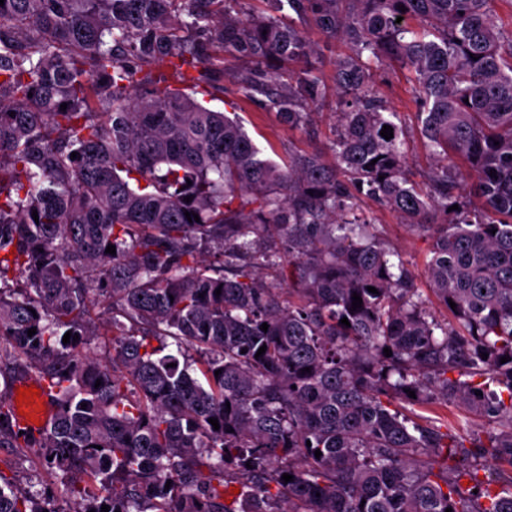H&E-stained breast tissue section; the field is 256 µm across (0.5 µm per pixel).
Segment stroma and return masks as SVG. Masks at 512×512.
Returning <instances> with one entry per match:
<instances>
[{
	"label": "stroma",
	"mask_w": 512,
	"mask_h": 512,
	"mask_svg": "<svg viewBox=\"0 0 512 512\" xmlns=\"http://www.w3.org/2000/svg\"><path fill=\"white\" fill-rule=\"evenodd\" d=\"M301 30L320 58V76L324 84V97L316 107L317 113L309 133L289 129L280 121L275 109L241 92L237 76L246 67L244 61L225 60L217 86L211 91V107L235 114L262 154L279 163L287 159L289 154L299 151L319 153L328 161L333 158L331 141L336 110L334 62L338 55L345 53L346 48L313 24H302ZM372 85L390 109L399 113L410 134L411 177L416 182H425L429 163L417 134L414 89L407 72L396 64H385L374 71ZM367 209L378 224L383 226L391 245L413 263L419 288H428L425 264L430 258L429 240L410 232L390 210L372 203L368 204ZM0 471L13 477L21 487L33 491L52 480L51 475L42 467L39 453L34 448H0Z\"/></svg>",
	"instance_id": "obj_1"
}]
</instances>
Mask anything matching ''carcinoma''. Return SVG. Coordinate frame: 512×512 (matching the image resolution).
<instances>
[{"mask_svg": "<svg viewBox=\"0 0 512 512\" xmlns=\"http://www.w3.org/2000/svg\"><path fill=\"white\" fill-rule=\"evenodd\" d=\"M231 2L0 6V365L56 401L34 439L0 399V448L40 449L57 478L32 494L0 472V512H512V27L496 0H267L348 47L333 163L281 166L196 94L246 60L240 89L307 132L319 61ZM270 59L303 66L284 81ZM386 61L414 83L422 185L370 86ZM366 199L431 240V294ZM103 331L109 362L86 351Z\"/></svg>", "mask_w": 512, "mask_h": 512, "instance_id": "1", "label": "carcinoma"}]
</instances>
